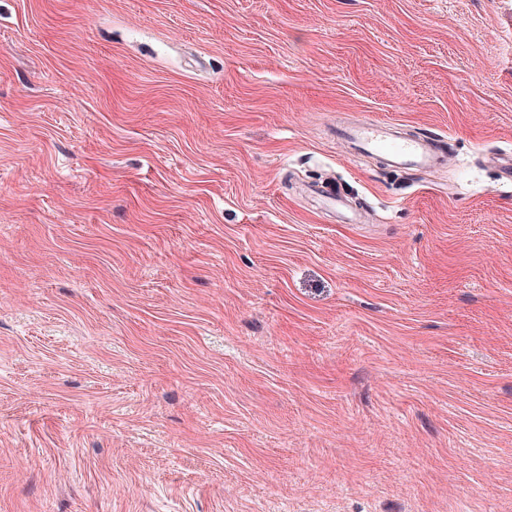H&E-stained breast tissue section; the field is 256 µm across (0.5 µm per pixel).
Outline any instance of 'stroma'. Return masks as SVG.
<instances>
[{"instance_id": "stroma-1", "label": "stroma", "mask_w": 512, "mask_h": 512, "mask_svg": "<svg viewBox=\"0 0 512 512\" xmlns=\"http://www.w3.org/2000/svg\"><path fill=\"white\" fill-rule=\"evenodd\" d=\"M509 150L512 0H0V512H512ZM336 135L351 145L356 156H376L386 167L427 173L441 164L437 138L399 136L385 121L362 120L337 126Z\"/></svg>"}]
</instances>
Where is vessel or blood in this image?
I'll use <instances>...</instances> for the list:
<instances>
[{
	"label": "vessel or blood",
	"instance_id": "b4317fda",
	"mask_svg": "<svg viewBox=\"0 0 512 512\" xmlns=\"http://www.w3.org/2000/svg\"><path fill=\"white\" fill-rule=\"evenodd\" d=\"M336 133L355 155L378 157L388 167L427 173L440 163L435 139L397 135L385 121L362 120L339 126Z\"/></svg>",
	"mask_w": 512,
	"mask_h": 512
}]
</instances>
